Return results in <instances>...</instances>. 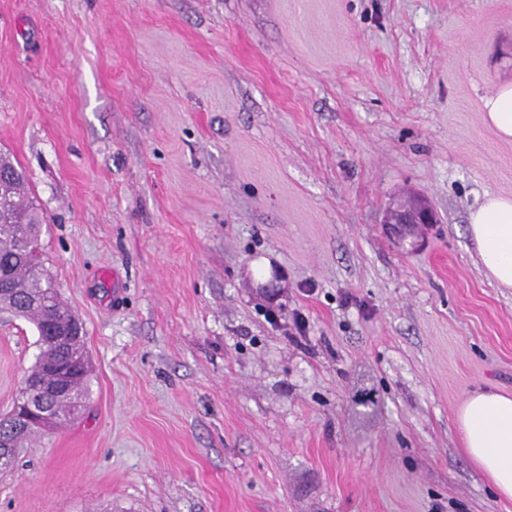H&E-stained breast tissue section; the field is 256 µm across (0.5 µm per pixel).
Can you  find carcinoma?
Segmentation results:
<instances>
[{
    "mask_svg": "<svg viewBox=\"0 0 512 512\" xmlns=\"http://www.w3.org/2000/svg\"><path fill=\"white\" fill-rule=\"evenodd\" d=\"M27 180L22 168L10 156L0 152V279L11 288L0 292V311H7L30 321L38 334V362L27 377L29 386L22 388L14 404H30L46 413L51 422L68 416L82 407L87 386V361L82 325L61 302L58 291L44 276L41 260L42 213L25 202ZM64 332L67 339L62 349L51 342L48 329ZM60 354L73 369L68 393L62 399L46 400L29 392L45 380L41 359ZM41 427L19 424L8 412L0 416V440L10 445L7 459L10 466L18 449L24 447Z\"/></svg>",
    "mask_w": 512,
    "mask_h": 512,
    "instance_id": "1",
    "label": "carcinoma"
}]
</instances>
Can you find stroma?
<instances>
[{
    "instance_id": "1",
    "label": "stroma",
    "mask_w": 512,
    "mask_h": 512,
    "mask_svg": "<svg viewBox=\"0 0 512 512\" xmlns=\"http://www.w3.org/2000/svg\"><path fill=\"white\" fill-rule=\"evenodd\" d=\"M511 80L512 0H0V150L89 366L0 512H512L456 422L512 393L467 230ZM38 354L0 313V414ZM484 121L493 127L498 135L512 139V82H504L484 102ZM386 224H394L401 236L419 237V230L437 222L436 214L422 199H414L406 204L389 209Z\"/></svg>"
}]
</instances>
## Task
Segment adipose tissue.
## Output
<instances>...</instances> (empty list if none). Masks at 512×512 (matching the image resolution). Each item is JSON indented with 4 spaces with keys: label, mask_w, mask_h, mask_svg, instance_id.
Returning a JSON list of instances; mask_svg holds the SVG:
<instances>
[{
    "label": "adipose tissue",
    "mask_w": 512,
    "mask_h": 512,
    "mask_svg": "<svg viewBox=\"0 0 512 512\" xmlns=\"http://www.w3.org/2000/svg\"><path fill=\"white\" fill-rule=\"evenodd\" d=\"M484 120L501 138L512 139V82L485 100ZM468 232L489 274L512 287V197L485 196L469 215ZM457 423L466 454L498 495L512 499V394L474 390L460 405Z\"/></svg>",
    "instance_id": "adipose-tissue-1"
}]
</instances>
